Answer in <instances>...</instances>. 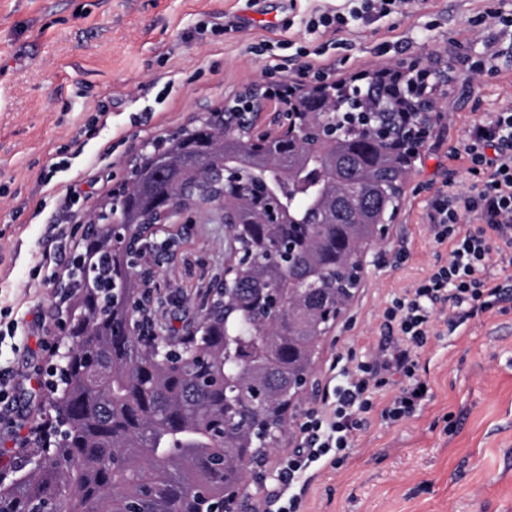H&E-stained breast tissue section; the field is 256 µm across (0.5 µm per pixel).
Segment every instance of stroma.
<instances>
[{"instance_id":"1","label":"stroma","mask_w":512,"mask_h":512,"mask_svg":"<svg viewBox=\"0 0 512 512\" xmlns=\"http://www.w3.org/2000/svg\"><path fill=\"white\" fill-rule=\"evenodd\" d=\"M481 6L416 0L402 17L352 21L339 49L306 22L327 7L349 9L348 0H0V369L9 373L7 416L18 426L0 428V460L19 457L39 419L36 378L59 336L62 284L82 245L83 216L125 184L144 142L247 88L273 89L270 112L257 120L258 130L271 131L284 90L320 81L298 73L304 47H322L315 67L328 84L412 58L422 70L448 71L397 217L385 241L364 253L360 286L321 344L319 385L349 352L368 355L392 299L448 257L427 226L436 191L468 182L452 148L512 103V39L492 27L472 32ZM489 41L500 74L472 76L469 63ZM266 44L282 66L272 76ZM104 110L103 127L96 118ZM62 159L68 168L43 183ZM69 185L80 196L70 212L62 200ZM63 221L70 233L60 239L54 226ZM157 237L176 241L161 262L154 304L156 322L175 337L224 269L225 228L211 209L164 225ZM401 250L407 257L398 264ZM46 252L51 262H43ZM12 321L19 328L10 338ZM417 362L428 397L413 416L390 423L380 411L396 388L377 394L344 463L309 481L302 512H512V300L454 329L436 313ZM296 445L285 434L266 460L270 479L250 484L257 512H267L274 477Z\"/></svg>"}]
</instances>
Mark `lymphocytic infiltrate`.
Segmentation results:
<instances>
[{"label":"lymphocytic infiltrate","mask_w":512,"mask_h":512,"mask_svg":"<svg viewBox=\"0 0 512 512\" xmlns=\"http://www.w3.org/2000/svg\"><path fill=\"white\" fill-rule=\"evenodd\" d=\"M410 2L361 0L359 9L347 15L324 10L307 27L337 36L349 19L400 14ZM453 153L466 159L470 182L464 187L452 183L437 192L428 226L436 244H449L448 260L392 300L383 314L387 333L376 351L363 359L348 356L339 371L340 383L326 387L320 408L306 412L298 425V448L283 465L281 484L271 490L277 512H301L309 479L345 461L363 413L372 410L374 395L393 376L404 377L405 383L382 409V419L397 422L414 414L425 385L416 372V356L427 344L439 308H448V323L456 327L512 298V287L495 283L489 271L494 257L501 268L512 266V105L492 121L474 124ZM464 215L472 227H461Z\"/></svg>","instance_id":"f902f5d3"}]
</instances>
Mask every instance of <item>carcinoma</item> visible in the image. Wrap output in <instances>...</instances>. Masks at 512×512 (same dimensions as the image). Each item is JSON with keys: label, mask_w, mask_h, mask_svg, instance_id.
Segmentation results:
<instances>
[{"label": "carcinoma", "mask_w": 512, "mask_h": 512, "mask_svg": "<svg viewBox=\"0 0 512 512\" xmlns=\"http://www.w3.org/2000/svg\"><path fill=\"white\" fill-rule=\"evenodd\" d=\"M418 102L411 91L368 81L300 96L299 122L322 113L341 134L323 146L253 153L248 134L225 135L231 113L214 110L154 142L135 159L119 192L120 222L154 223L168 198L201 208L221 192L224 159L249 184L230 202L245 223L225 295L212 301L206 335L184 365L123 335L144 298L115 244L112 200L87 216L101 228L83 239L63 310L72 336L64 368L52 371L43 424L23 449L26 467L0 469V512H212L231 506L275 448L266 428H288L299 379L315 371L329 311L341 313L359 279L349 268L377 242L411 174L378 128L399 129Z\"/></svg>", "instance_id": "obj_1"}]
</instances>
